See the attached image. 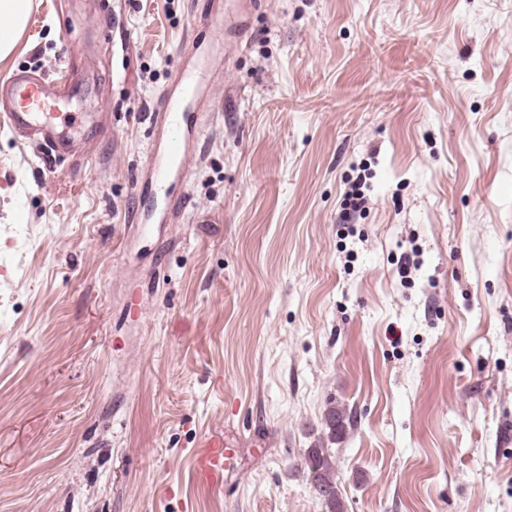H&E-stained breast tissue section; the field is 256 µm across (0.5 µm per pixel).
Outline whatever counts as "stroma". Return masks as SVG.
Masks as SVG:
<instances>
[{"label":"stroma","mask_w":512,"mask_h":512,"mask_svg":"<svg viewBox=\"0 0 512 512\" xmlns=\"http://www.w3.org/2000/svg\"><path fill=\"white\" fill-rule=\"evenodd\" d=\"M226 2L29 0L0 61L89 88L51 165L0 129V512H324L310 448L343 512H512V0H241L238 43ZM180 87L181 98H174L172 95L163 96L158 103L156 116L160 123L168 126H177L187 128L190 124H195L197 117L195 112H189L187 105L183 102L186 99H194L198 96L200 86L197 79L192 75H187L182 80ZM188 152V146L185 140H171L167 141L165 154L168 165L163 163L155 164L153 168V175L157 181V185L164 191V195L169 194L168 178L171 174V170L176 167L177 172H183L185 167V157ZM359 189L356 184H352L346 193L343 211L339 217L342 224H351L356 219L357 213L360 215L365 208V199ZM195 454L193 471L196 479L211 487H222L224 471L232 457V448L225 447L224 439L209 438L199 445ZM304 468L308 469L315 494L327 512H341L337 486L324 449L310 448L305 455Z\"/></svg>","instance_id":"obj_1"}]
</instances>
